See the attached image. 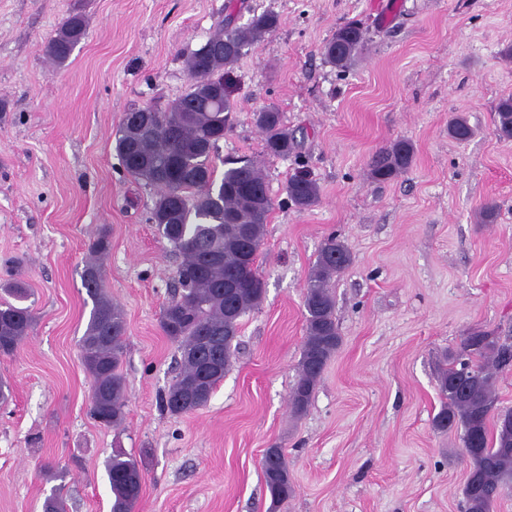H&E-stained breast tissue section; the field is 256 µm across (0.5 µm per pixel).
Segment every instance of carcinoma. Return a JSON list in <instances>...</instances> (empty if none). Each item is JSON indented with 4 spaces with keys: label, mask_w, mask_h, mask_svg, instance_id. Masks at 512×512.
I'll return each instance as SVG.
<instances>
[{
    "label": "carcinoma",
    "mask_w": 512,
    "mask_h": 512,
    "mask_svg": "<svg viewBox=\"0 0 512 512\" xmlns=\"http://www.w3.org/2000/svg\"><path fill=\"white\" fill-rule=\"evenodd\" d=\"M244 8L245 0H239L219 30L188 56L193 83L185 94L164 108L148 105L142 112L130 110L115 134V151L125 171L157 189L150 220L180 257L174 294L160 316L163 334L178 344L181 354L178 373L163 399L164 408L177 416L207 405L232 366L241 319L258 309L265 295L257 259L273 206L266 175L257 162L241 158L230 161L231 167L218 180L212 163L236 110L226 90L224 71L280 26L279 15L272 11L255 14L241 26L236 23L237 12ZM85 36V21L75 14L49 39L47 52L61 65ZM365 40L359 23H345L324 45V59L344 69ZM495 112L498 137L512 141V96L501 99ZM253 119L264 135L268 157L286 158L295 152L294 132L275 106L254 112ZM448 133L466 141L473 130L467 118L459 115L450 120ZM412 158V145L399 140L374 160L371 175L378 181L394 178L409 169ZM285 192L301 211L320 199V187L308 173L289 178ZM109 246L108 237L99 236L82 272L93 309L80 351L95 392L90 397L91 415L105 426H119L126 406L121 370L126 319L102 288L98 258ZM351 263L347 245L331 236L307 278L305 336L298 379L290 395L296 416L306 412L328 361L341 345L332 283ZM0 290L7 295L0 299V355L10 356L28 336L33 315L23 305L29 291L17 275H11ZM509 367L512 347L475 328L438 371L441 408L433 427L439 433H460L469 462L464 512H494L495 504L512 490V409L498 406L496 395L497 373ZM261 470L273 502L292 495L282 449H267ZM106 473L112 512H133L143 491V481L130 480L141 473L138 461L118 452L107 461Z\"/></svg>",
    "instance_id": "obj_1"
}]
</instances>
